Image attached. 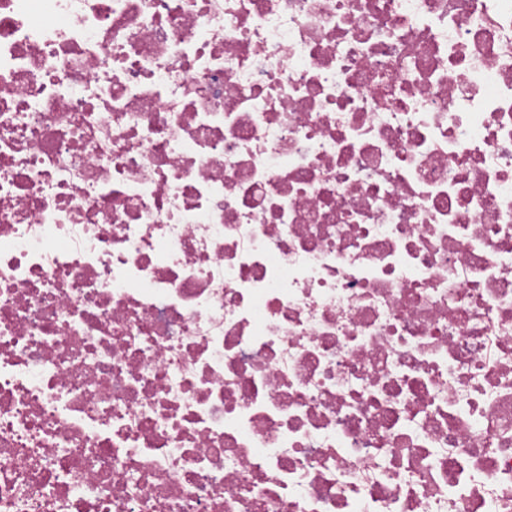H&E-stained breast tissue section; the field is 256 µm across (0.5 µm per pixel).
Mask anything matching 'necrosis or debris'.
I'll return each instance as SVG.
<instances>
[{"label": "necrosis or debris", "mask_w": 512, "mask_h": 512, "mask_svg": "<svg viewBox=\"0 0 512 512\" xmlns=\"http://www.w3.org/2000/svg\"><path fill=\"white\" fill-rule=\"evenodd\" d=\"M0 512H512V0H0Z\"/></svg>", "instance_id": "4bbe7bcc"}]
</instances>
